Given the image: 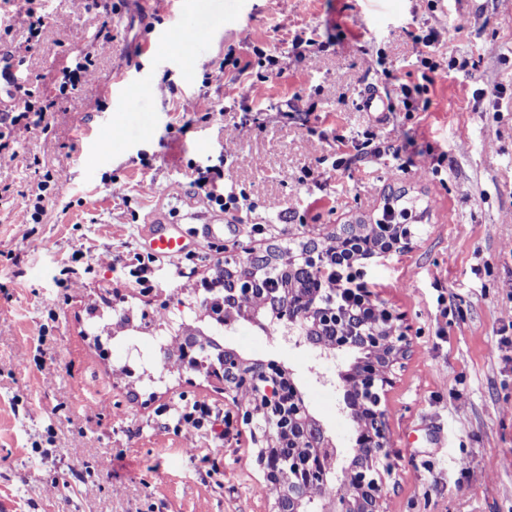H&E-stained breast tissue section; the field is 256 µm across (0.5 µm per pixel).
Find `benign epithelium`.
Here are the masks:
<instances>
[{
	"instance_id": "7a95c632",
	"label": "benign epithelium",
	"mask_w": 512,
	"mask_h": 512,
	"mask_svg": "<svg viewBox=\"0 0 512 512\" xmlns=\"http://www.w3.org/2000/svg\"><path fill=\"white\" fill-rule=\"evenodd\" d=\"M281 268L277 255L249 256L224 268L219 286L224 306L200 303L202 316L229 328L243 319L267 330L274 322L288 327V338L320 352L351 358L338 373L345 389L343 407L354 423L348 453L336 444L325 424L309 410L293 371L274 360H256L226 346L211 361L208 372L224 382V392L244 391L251 396L246 421L264 423L263 445L257 462L266 486L275 489L273 512H382L383 485L378 464L386 455L385 410L382 394L393 384L394 370L410 347L409 327L397 314L379 307L366 288L347 289L348 304L336 295L309 296L288 282L269 293L264 283L285 272L302 280L313 270L336 273V259L327 249L306 250L289 256ZM185 352L199 347L204 332L184 326ZM303 453L316 460L315 476L330 484L342 474V488L331 496L311 494L310 473L295 466Z\"/></svg>"
}]
</instances>
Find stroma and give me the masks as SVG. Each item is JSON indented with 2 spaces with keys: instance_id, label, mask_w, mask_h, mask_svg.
<instances>
[{
  "instance_id": "1",
  "label": "stroma",
  "mask_w": 512,
  "mask_h": 512,
  "mask_svg": "<svg viewBox=\"0 0 512 512\" xmlns=\"http://www.w3.org/2000/svg\"><path fill=\"white\" fill-rule=\"evenodd\" d=\"M44 0L25 45L13 19L0 48L54 102L51 128L18 137L13 190L50 173L42 223L0 203V504L7 512H271L249 397L203 373L167 369L145 322L197 304L216 258L326 245L386 202L412 212L407 245L363 263L364 285L403 315L410 349L388 387L385 512H512V0ZM206 33L201 63L170 36ZM436 38L429 65L419 39ZM315 45H308V38ZM91 55L93 76L60 94L61 70ZM261 82L255 100L246 85ZM147 92L128 111L126 90ZM427 87L406 111L404 88ZM374 90L385 113L366 111ZM208 98L217 112L194 111ZM122 132L89 157L87 136ZM415 144L392 152L405 135ZM338 167H331V160ZM210 171L254 207L224 239L152 258L140 292L119 256H151L158 216L212 213L193 180ZM19 254V263L5 258ZM131 327L115 329L117 310ZM290 367L340 446L343 358L262 338L239 322L221 338ZM205 403L214 427L167 428V411ZM468 457L469 471L458 460Z\"/></svg>"
}]
</instances>
